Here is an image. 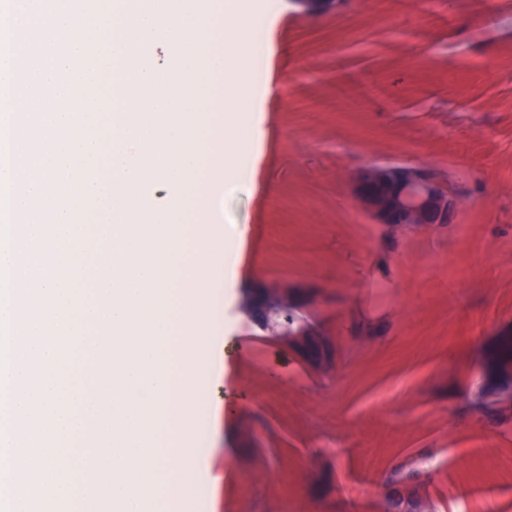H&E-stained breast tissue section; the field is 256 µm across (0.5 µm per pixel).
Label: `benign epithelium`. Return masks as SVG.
I'll list each match as a JSON object with an SVG mask.
<instances>
[{
	"mask_svg": "<svg viewBox=\"0 0 512 512\" xmlns=\"http://www.w3.org/2000/svg\"><path fill=\"white\" fill-rule=\"evenodd\" d=\"M351 193L358 207L374 224L392 228L446 227L456 223L470 204L458 186L432 167L372 163L351 177ZM241 311L264 330L283 336L304 355L315 343L321 352L308 364L325 367L332 360L329 346L305 328H292L296 305L288 288H269L243 298ZM404 512H428L427 504L411 490L402 492Z\"/></svg>",
	"mask_w": 512,
	"mask_h": 512,
	"instance_id": "obj_1",
	"label": "benign epithelium"
}]
</instances>
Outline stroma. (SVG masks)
<instances>
[{"instance_id": "obj_1", "label": "stroma", "mask_w": 512, "mask_h": 512, "mask_svg": "<svg viewBox=\"0 0 512 512\" xmlns=\"http://www.w3.org/2000/svg\"><path fill=\"white\" fill-rule=\"evenodd\" d=\"M251 84L265 112L254 191L229 205L220 512H384L417 472L434 512H512V416L483 364L512 332V0H261ZM395 18L389 30L386 18ZM277 95L264 98L267 81ZM429 166L471 204L445 229L371 223L349 176ZM277 283L336 350L324 371L237 311Z\"/></svg>"}]
</instances>
